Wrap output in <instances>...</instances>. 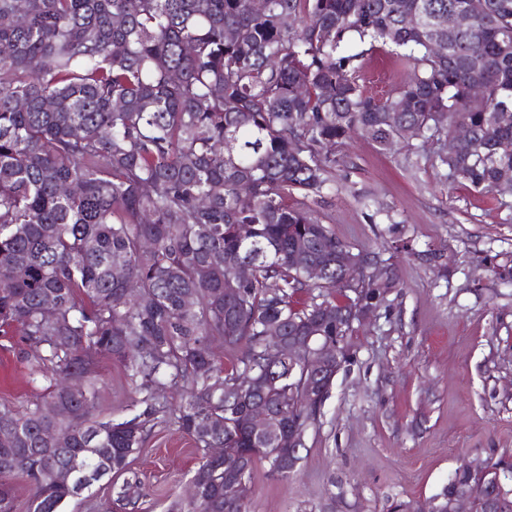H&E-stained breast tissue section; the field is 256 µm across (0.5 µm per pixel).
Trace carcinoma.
Masks as SVG:
<instances>
[{
  "label": "carcinoma",
  "instance_id": "1",
  "mask_svg": "<svg viewBox=\"0 0 512 512\" xmlns=\"http://www.w3.org/2000/svg\"><path fill=\"white\" fill-rule=\"evenodd\" d=\"M484 2L458 30L474 0H265L260 14L250 0H0V334L22 336L47 390L0 405V512H14L18 475L27 512H63L80 496L65 468L102 473L136 506L131 464L166 419L201 452L196 496L168 512H249L258 464L293 475L290 449L246 426L248 384L263 381L265 403L307 435L333 382L306 397L301 360L279 359L268 332L344 349L356 295L293 307L304 288L336 287L347 244L288 195L321 192L330 147L354 133L412 151L457 125L469 138L437 153L444 177L512 184V0ZM351 38L365 49L348 52ZM379 44L399 49L407 77L376 98L359 59ZM302 248L326 270L318 283L293 258ZM245 261L229 306L224 284ZM366 287L383 302L394 269ZM97 357L124 368L131 414L101 416ZM52 403L63 412L44 414ZM507 456L454 472L440 497L498 484L512 512Z\"/></svg>",
  "mask_w": 512,
  "mask_h": 512
}]
</instances>
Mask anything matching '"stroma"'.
<instances>
[{
    "label": "stroma",
    "instance_id": "stroma-1",
    "mask_svg": "<svg viewBox=\"0 0 512 512\" xmlns=\"http://www.w3.org/2000/svg\"><path fill=\"white\" fill-rule=\"evenodd\" d=\"M360 64L377 97L405 78L387 47ZM437 149L389 152L361 136L336 146L316 214L351 246L384 252L399 285L356 325L297 472L282 482L256 469L250 512H393L428 503L462 464L512 450V284L494 272L512 267V192L446 182ZM390 240L413 250L385 251ZM29 353L21 336L0 335V403L42 396ZM198 458L175 425L159 424L132 464L138 510L98 489L66 512H166Z\"/></svg>",
    "mask_w": 512,
    "mask_h": 512
}]
</instances>
